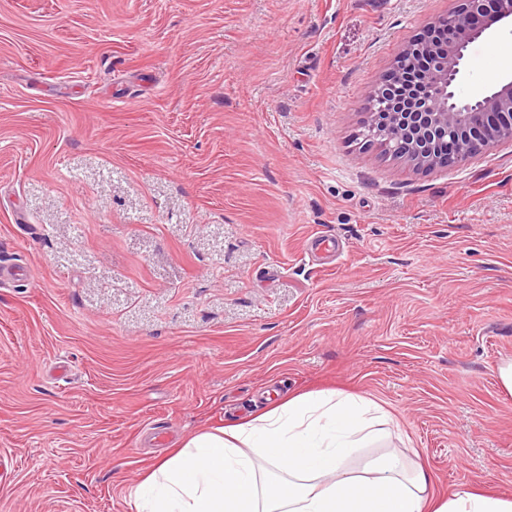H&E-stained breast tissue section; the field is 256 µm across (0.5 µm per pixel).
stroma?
Returning a JSON list of instances; mask_svg holds the SVG:
<instances>
[{
  "instance_id": "35a3bbf8",
  "label": "stroma",
  "mask_w": 512,
  "mask_h": 512,
  "mask_svg": "<svg viewBox=\"0 0 512 512\" xmlns=\"http://www.w3.org/2000/svg\"><path fill=\"white\" fill-rule=\"evenodd\" d=\"M451 6L0 0V512H134L187 438L327 390L389 417L351 467L512 499V142L421 173L353 140ZM510 58L505 20L458 93Z\"/></svg>"
}]
</instances>
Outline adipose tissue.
I'll list each match as a JSON object with an SVG mask.
<instances>
[{"label": "adipose tissue", "instance_id": "ef3b65f1", "mask_svg": "<svg viewBox=\"0 0 512 512\" xmlns=\"http://www.w3.org/2000/svg\"><path fill=\"white\" fill-rule=\"evenodd\" d=\"M380 407L333 391L303 393L250 420L203 431L156 462L133 492L136 512H512V501L430 492L423 466L389 450L348 461L389 436Z\"/></svg>", "mask_w": 512, "mask_h": 512}]
</instances>
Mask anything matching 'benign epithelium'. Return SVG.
I'll return each mask as SVG.
<instances>
[{"instance_id": "7a95c632", "label": "benign epithelium", "mask_w": 512, "mask_h": 512, "mask_svg": "<svg viewBox=\"0 0 512 512\" xmlns=\"http://www.w3.org/2000/svg\"><path fill=\"white\" fill-rule=\"evenodd\" d=\"M512 20V0H454L448 12L431 24L447 22L448 44L437 52L409 41L402 52L417 58V72L431 87L423 97L399 86L402 77L388 72L370 91L366 126L388 133L395 149L411 167L431 171L461 164L498 144L512 142V125L493 126L490 120L512 112V81L461 98L455 85L467 44L482 37L491 25ZM448 142V154L437 156L434 145Z\"/></svg>"}]
</instances>
